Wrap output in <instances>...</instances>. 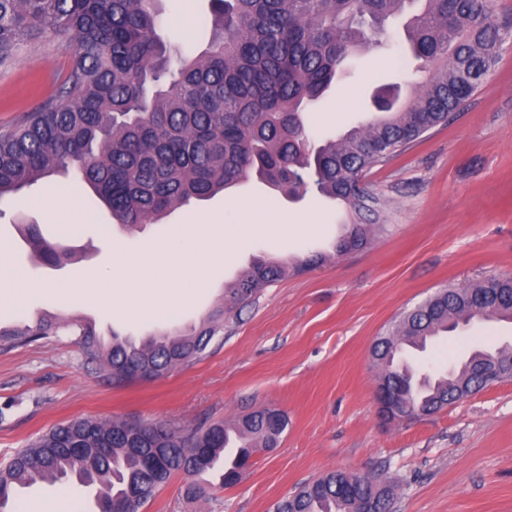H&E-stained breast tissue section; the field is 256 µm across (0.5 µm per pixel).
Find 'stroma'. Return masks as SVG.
Masks as SVG:
<instances>
[{
	"label": "stroma",
	"mask_w": 512,
	"mask_h": 512,
	"mask_svg": "<svg viewBox=\"0 0 512 512\" xmlns=\"http://www.w3.org/2000/svg\"><path fill=\"white\" fill-rule=\"evenodd\" d=\"M183 25V53L202 51L211 36L209 0H162V27ZM388 58L352 59V73L332 88L309 124L313 141L335 137L370 116L383 82L413 81L403 19L385 35ZM70 65L58 44L23 47L0 66V128L22 120L53 97ZM366 183L388 201V222L370 244L343 256L330 249L341 231L333 202L315 192L292 200L250 181L233 193L268 213V226L248 250L226 238L223 261L210 266L208 294L189 297L180 322L198 321L225 286L255 259L325 253L310 271L263 288L255 301L224 320L202 360L147 382L112 385L88 362L76 336L64 333L0 352V463L50 428L75 418L161 421L180 429L231 422L259 408L283 411L288 427L276 447L257 452L241 483L222 489L212 473L173 475L142 512H273L281 499L330 470L398 482L395 512H512V379L420 420L383 425L376 413L379 370L371 347L401 312L447 285L468 286L512 274V41L477 91L447 125L429 131L401 156L370 169ZM32 189L0 198V240L14 242L13 261L40 282L64 285L111 265L98 225L108 223L88 195L84 225L72 255L55 268L33 263L19 219L56 235L66 215L48 216ZM198 212L230 226L248 217L224 208L223 196L183 207L166 224L115 229L113 241L136 252L167 224ZM112 241V242H113ZM48 313L95 321L139 337L169 328L159 321L95 307L58 295L28 303V315ZM512 343V323L479 324L413 355L419 368L457 364L472 348ZM204 488L194 498L189 486Z\"/></svg>",
	"instance_id": "1"
}]
</instances>
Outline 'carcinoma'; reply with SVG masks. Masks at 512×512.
<instances>
[{
  "mask_svg": "<svg viewBox=\"0 0 512 512\" xmlns=\"http://www.w3.org/2000/svg\"><path fill=\"white\" fill-rule=\"evenodd\" d=\"M420 2L407 27L427 76L395 107L399 86L379 88L375 113L320 145L308 136L304 113L340 79L356 51L373 52L389 18ZM161 0H0V66L34 41L66 43L74 56L58 96L20 123L0 130V199L42 184L46 195L66 186L48 181L73 169L128 228L157 224L173 210L255 178L300 199L308 192L341 202L348 228L335 252L365 247L385 227L386 204L359 196L360 180L430 130L448 123L499 60L512 27L489 0H210L213 36L197 56L172 48L160 24ZM34 258L56 267L69 248L45 238L36 224L18 225ZM315 254L291 264L257 260L224 289V303L188 331L140 344L112 333L101 345L89 323L0 322V349L27 345L61 331L80 337L87 358L116 386L133 383L131 363L155 380L205 355L224 333V315L249 305L288 272L324 261ZM512 295V275L490 276L466 288L443 289L395 320L372 346L389 384L412 390L413 410L438 412L458 401V387L484 386L471 375L473 352L448 372L423 376L399 359L405 346L423 349L474 312L477 298ZM288 422L283 413L252 412L227 424L176 429L159 421L79 418L57 425L0 466V512L17 490L38 481L76 479L94 486L102 512H140L178 472L202 454V471L219 484L240 482L257 448H270ZM396 485L329 471L274 512H394Z\"/></svg>",
  "mask_w": 512,
  "mask_h": 512,
  "instance_id": "obj_1",
  "label": "carcinoma"
}]
</instances>
